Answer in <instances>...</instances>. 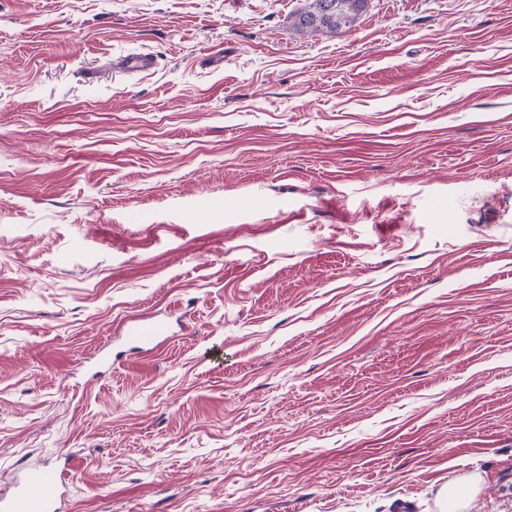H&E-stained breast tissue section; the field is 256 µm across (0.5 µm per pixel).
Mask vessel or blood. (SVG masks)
<instances>
[{
  "mask_svg": "<svg viewBox=\"0 0 512 512\" xmlns=\"http://www.w3.org/2000/svg\"><path fill=\"white\" fill-rule=\"evenodd\" d=\"M66 469L27 465L9 493L0 495V512H57L56 495Z\"/></svg>",
  "mask_w": 512,
  "mask_h": 512,
  "instance_id": "b4317fda",
  "label": "vessel or blood"
}]
</instances>
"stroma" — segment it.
<instances>
[{
  "mask_svg": "<svg viewBox=\"0 0 512 512\" xmlns=\"http://www.w3.org/2000/svg\"><path fill=\"white\" fill-rule=\"evenodd\" d=\"M304 5L0 0V492L512 512V0ZM366 4L367 0H309L294 17V26L300 32L326 29L341 34L351 28ZM70 457H65L64 467L49 469L46 466L26 465L22 476L15 481L8 494L0 495L1 512H56V495L65 483ZM480 489V479L469 476L445 486L439 493L440 512L468 511Z\"/></svg>",
  "mask_w": 512,
  "mask_h": 512,
  "instance_id": "35a3bbf8",
  "label": "stroma"
}]
</instances>
